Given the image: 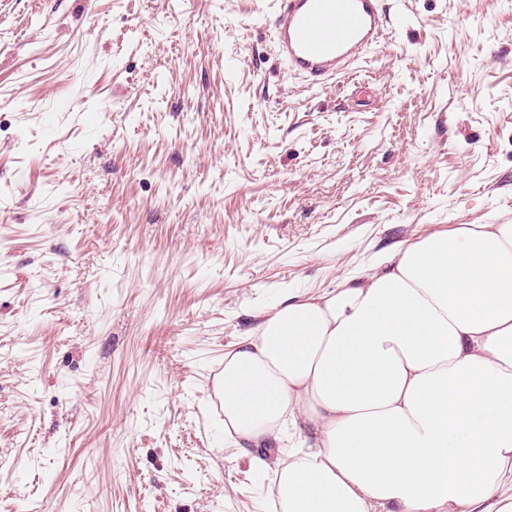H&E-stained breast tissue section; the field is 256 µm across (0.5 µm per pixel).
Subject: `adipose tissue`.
Segmentation results:
<instances>
[{"mask_svg":"<svg viewBox=\"0 0 512 512\" xmlns=\"http://www.w3.org/2000/svg\"><path fill=\"white\" fill-rule=\"evenodd\" d=\"M221 390L273 512H512V224L455 225L273 306Z\"/></svg>","mask_w":512,"mask_h":512,"instance_id":"ef3b65f1","label":"adipose tissue"}]
</instances>
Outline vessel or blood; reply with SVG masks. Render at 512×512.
Wrapping results in <instances>:
<instances>
[{"label": "vessel or blood", "instance_id": "vessel-or-blood-1", "mask_svg": "<svg viewBox=\"0 0 512 512\" xmlns=\"http://www.w3.org/2000/svg\"><path fill=\"white\" fill-rule=\"evenodd\" d=\"M393 19L382 0H274V54L288 73L322 86L378 47Z\"/></svg>", "mask_w": 512, "mask_h": 512}]
</instances>
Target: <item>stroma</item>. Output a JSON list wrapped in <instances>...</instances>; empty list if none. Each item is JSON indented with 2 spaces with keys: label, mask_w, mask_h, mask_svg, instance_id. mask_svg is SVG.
<instances>
[{
  "label": "stroma",
  "mask_w": 512,
  "mask_h": 512,
  "mask_svg": "<svg viewBox=\"0 0 512 512\" xmlns=\"http://www.w3.org/2000/svg\"><path fill=\"white\" fill-rule=\"evenodd\" d=\"M271 0H0V512H270L210 375L263 311L512 222V0H385L326 87Z\"/></svg>",
  "instance_id": "1"
}]
</instances>
